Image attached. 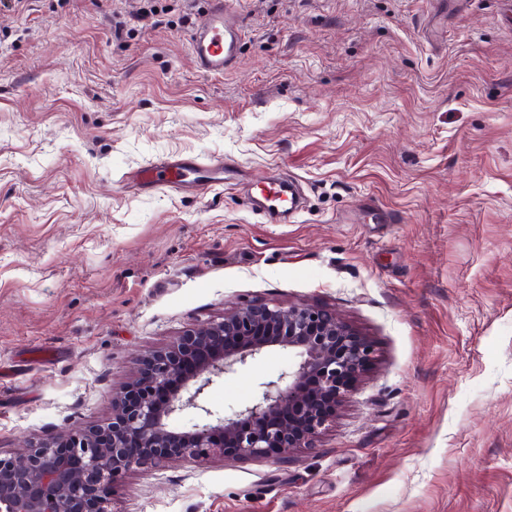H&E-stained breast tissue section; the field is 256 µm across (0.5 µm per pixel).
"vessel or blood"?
<instances>
[{
  "label": "vessel or blood",
  "mask_w": 512,
  "mask_h": 512,
  "mask_svg": "<svg viewBox=\"0 0 512 512\" xmlns=\"http://www.w3.org/2000/svg\"><path fill=\"white\" fill-rule=\"evenodd\" d=\"M241 25L228 8L226 0H210L207 13L191 35L192 53L202 73L221 74L231 68L239 53ZM189 175L205 178L209 184L224 182V163L215 160L207 165L183 158L164 160L136 174L138 183L170 192L180 191ZM260 204L272 212H288L296 208V197L281 183L267 184Z\"/></svg>",
  "instance_id": "vessel-or-blood-1"
}]
</instances>
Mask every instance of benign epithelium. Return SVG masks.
<instances>
[{
	"label": "benign epithelium",
	"mask_w": 512,
	"mask_h": 512,
	"mask_svg": "<svg viewBox=\"0 0 512 512\" xmlns=\"http://www.w3.org/2000/svg\"><path fill=\"white\" fill-rule=\"evenodd\" d=\"M272 346L295 352L296 367L262 383L233 415H214L204 404L214 379ZM374 356L373 344L328 310L240 306L144 355L111 422L57 431L20 458L0 457V512H108L114 483L134 468L217 453L274 459L287 448H311ZM189 408L203 413L202 422L172 429L169 417Z\"/></svg>",
	"instance_id": "benign-epithelium-1"
}]
</instances>
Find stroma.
<instances>
[{
  "instance_id": "1",
  "label": "stroma",
  "mask_w": 512,
  "mask_h": 512,
  "mask_svg": "<svg viewBox=\"0 0 512 512\" xmlns=\"http://www.w3.org/2000/svg\"><path fill=\"white\" fill-rule=\"evenodd\" d=\"M18 0L0 13V456L112 419L139 359L233 308L330 310L376 356L315 447L177 458L111 512H512V0ZM201 192L129 187L170 157ZM292 181L298 211L257 213ZM293 353L206 392L233 414ZM241 25L227 1L210 0L207 13L191 35L192 53L204 74H224L239 53Z\"/></svg>"
}]
</instances>
